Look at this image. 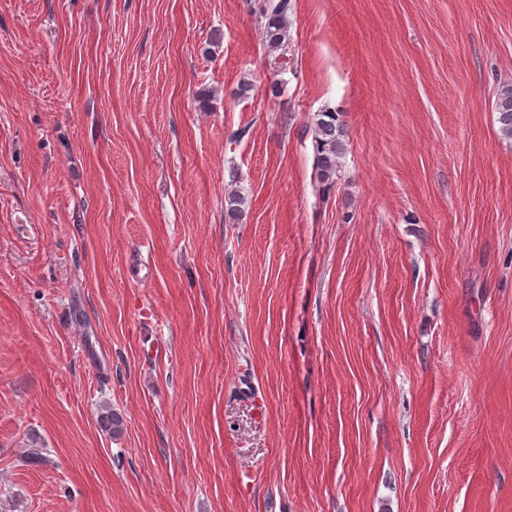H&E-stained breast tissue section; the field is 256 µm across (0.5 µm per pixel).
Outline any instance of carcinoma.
<instances>
[{"instance_id": "1", "label": "carcinoma", "mask_w": 512, "mask_h": 512, "mask_svg": "<svg viewBox=\"0 0 512 512\" xmlns=\"http://www.w3.org/2000/svg\"><path fill=\"white\" fill-rule=\"evenodd\" d=\"M291 0H261L258 11L263 22V38L269 50L283 48L288 39V12ZM501 134L512 139V87L503 89L495 103ZM346 128L341 115L332 110L317 114L313 126L315 142L314 175L323 188L330 189L338 179L340 160L347 150ZM98 425L105 432H115L121 419L109 406H104L98 416Z\"/></svg>"}]
</instances>
